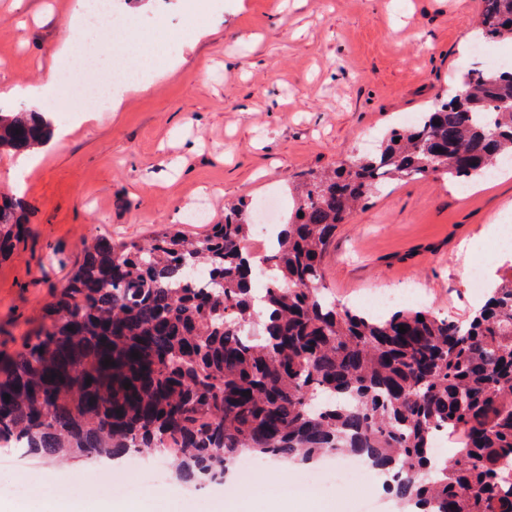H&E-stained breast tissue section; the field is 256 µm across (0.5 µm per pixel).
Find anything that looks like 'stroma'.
Here are the masks:
<instances>
[{
    "label": "stroma",
    "instance_id": "obj_1",
    "mask_svg": "<svg viewBox=\"0 0 512 512\" xmlns=\"http://www.w3.org/2000/svg\"><path fill=\"white\" fill-rule=\"evenodd\" d=\"M0 0V111L12 112L14 86L37 82L57 47L73 39L76 0ZM482 0H151L139 30L158 47L142 70V93L121 111L82 125L84 107L65 96L58 126L75 131L26 176L20 196L30 232L0 261V362L41 330L45 307L65 285L85 244L99 234L138 241L169 225L205 234L224 209L269 194L291 202L289 182L311 170L373 151L392 129L451 93L461 72L512 61V43L479 54L474 35ZM193 27L170 54V27ZM179 65L167 80L157 69ZM512 221V175L461 194L445 178L396 180L341 226L325 259V284L337 303L359 309L372 294L411 291L421 306L458 321L476 297L468 272L485 261L465 251L491 216ZM335 457L290 466L288 479L316 482L302 496L279 488L248 500L234 487L274 475L264 462L223 483L179 481L167 458L141 454L159 479L135 497L136 512H286L303 501L313 512H399L381 476L349 486L325 480ZM125 471L127 458L81 459L68 466L32 456L0 467V483L25 484V495H0V512H46L62 491L104 498L101 470ZM82 474L79 483H66Z\"/></svg>",
    "mask_w": 512,
    "mask_h": 512
}]
</instances>
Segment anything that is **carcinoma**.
Segmentation results:
<instances>
[{"label": "carcinoma", "mask_w": 512, "mask_h": 512, "mask_svg": "<svg viewBox=\"0 0 512 512\" xmlns=\"http://www.w3.org/2000/svg\"><path fill=\"white\" fill-rule=\"evenodd\" d=\"M483 3L480 38L512 41V0ZM47 134L36 112H0V152ZM506 158L512 67L472 68L372 153L306 173L259 266L244 203L201 237L96 236L48 305L50 325L0 367V444L56 460L168 454L199 485L223 482L244 453H336L368 458L404 512H512V275L466 321L351 310L324 284L336 231L374 191L429 175L472 185ZM20 208L0 201V258L28 232ZM201 274L208 283L190 287ZM442 435L461 437L464 463L431 455Z\"/></svg>", "instance_id": "obj_1"}]
</instances>
